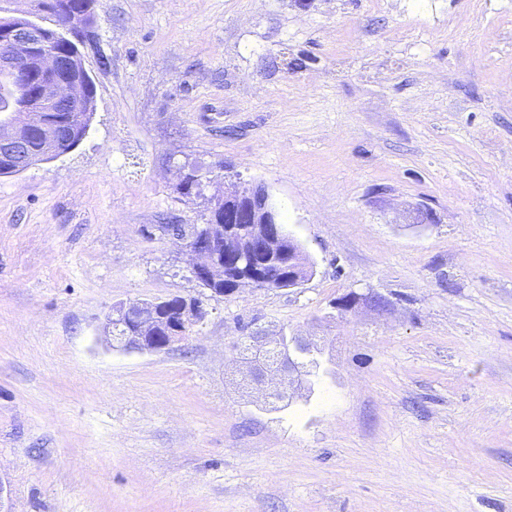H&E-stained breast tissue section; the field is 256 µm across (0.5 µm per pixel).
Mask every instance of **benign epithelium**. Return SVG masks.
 Segmentation results:
<instances>
[{"label":"benign epithelium","mask_w":512,"mask_h":512,"mask_svg":"<svg viewBox=\"0 0 512 512\" xmlns=\"http://www.w3.org/2000/svg\"><path fill=\"white\" fill-rule=\"evenodd\" d=\"M38 15L39 12L32 11L18 16H0V95L9 102L6 113L0 116V157L11 159L20 172L39 162L58 158L52 148L40 156L26 150L20 127L27 113H45L49 106L58 103L92 111L93 81L81 51L88 40L76 35L77 15L70 16V22L59 27L52 36L48 35L45 25L37 22ZM38 130L45 144L63 134L62 125L45 116L38 123ZM216 205L224 206V221L206 226L209 244L186 248L191 257V273L197 279L220 263L226 252L237 257L247 255L249 260H254L251 247L255 241L265 242L272 251L282 250L284 243L290 246L296 243L282 225L279 211L262 184L229 180L224 184V194L216 197ZM237 224L251 225L252 233L243 244L232 235ZM171 305L172 302H166V313L160 315V328L166 336H122L118 344L124 349L132 343L140 351L166 350L186 338L188 329L183 324L205 317L199 300H181L178 313L173 317L167 314ZM140 307V302L133 301L108 313L103 323L105 339L112 341V320L118 318L130 323L136 319ZM275 340V336H264L251 343L248 350L240 354L239 365L248 373L263 369L262 380L271 384L286 379L288 387L294 390L306 388L297 361L308 343L295 338L293 347L288 350V370L285 371L269 356V348Z\"/></svg>","instance_id":"7a95c632"}]
</instances>
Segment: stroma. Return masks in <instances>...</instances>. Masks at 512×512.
<instances>
[{"label":"stroma","mask_w":512,"mask_h":512,"mask_svg":"<svg viewBox=\"0 0 512 512\" xmlns=\"http://www.w3.org/2000/svg\"><path fill=\"white\" fill-rule=\"evenodd\" d=\"M90 29L88 136L0 176L14 512H512V0H95ZM191 168L216 179L184 196ZM227 176L309 280L193 277L163 227ZM173 296L206 310L182 344L104 340ZM251 332L321 344L312 391L256 402Z\"/></svg>","instance_id":"35a3bbf8"}]
</instances>
